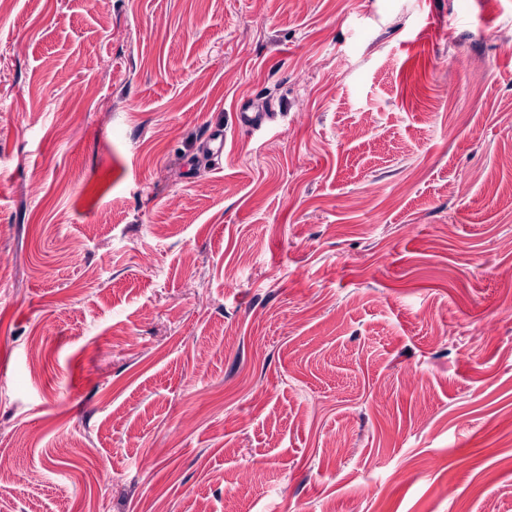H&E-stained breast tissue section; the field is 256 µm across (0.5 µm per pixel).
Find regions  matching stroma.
Listing matches in <instances>:
<instances>
[{
    "mask_svg": "<svg viewBox=\"0 0 512 512\" xmlns=\"http://www.w3.org/2000/svg\"><path fill=\"white\" fill-rule=\"evenodd\" d=\"M509 270L512 0L0 9V512H512ZM251 111V112H250ZM271 113L266 112L264 106L259 108L253 107H245L241 112L237 113V121L238 125L241 128H245L248 130H254L257 128H261L266 124V122L270 121Z\"/></svg>",
    "mask_w": 512,
    "mask_h": 512,
    "instance_id": "stroma-1",
    "label": "stroma"
}]
</instances>
